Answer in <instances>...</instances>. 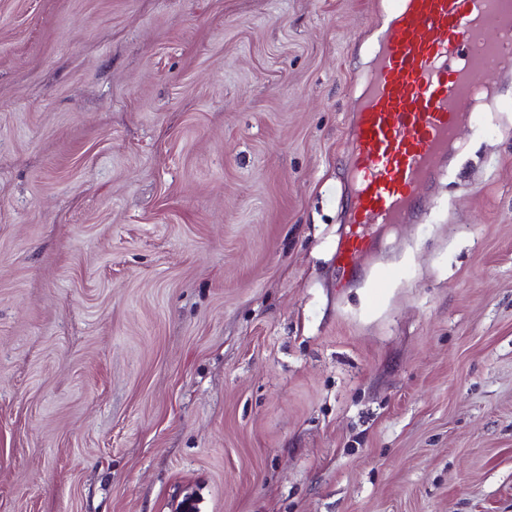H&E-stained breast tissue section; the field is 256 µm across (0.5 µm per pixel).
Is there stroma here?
<instances>
[{
    "mask_svg": "<svg viewBox=\"0 0 512 512\" xmlns=\"http://www.w3.org/2000/svg\"><path fill=\"white\" fill-rule=\"evenodd\" d=\"M376 2L0 0V512H512V108L336 261ZM401 278V273L394 268H382L371 279L370 304L376 306L382 299L385 289Z\"/></svg>",
    "mask_w": 512,
    "mask_h": 512,
    "instance_id": "obj_1",
    "label": "stroma"
}]
</instances>
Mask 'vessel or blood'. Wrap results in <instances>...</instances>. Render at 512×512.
I'll use <instances>...</instances> for the list:
<instances>
[{"label":"vessel or blood","instance_id":"b4317fda","mask_svg":"<svg viewBox=\"0 0 512 512\" xmlns=\"http://www.w3.org/2000/svg\"><path fill=\"white\" fill-rule=\"evenodd\" d=\"M375 63L354 104L347 144L353 186L349 231L337 261L349 271L373 224H404L438 161L489 99L487 77L512 72V0H380ZM401 274L371 279L378 304Z\"/></svg>","mask_w":512,"mask_h":512}]
</instances>
